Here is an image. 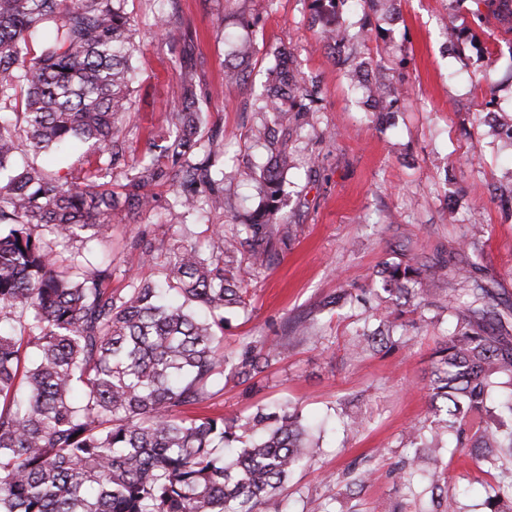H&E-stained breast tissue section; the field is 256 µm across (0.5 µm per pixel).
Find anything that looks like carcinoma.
Instances as JSON below:
<instances>
[{"label": "carcinoma", "instance_id": "cac0c4a2", "mask_svg": "<svg viewBox=\"0 0 512 512\" xmlns=\"http://www.w3.org/2000/svg\"><path fill=\"white\" fill-rule=\"evenodd\" d=\"M126 0H0V512H285L281 489L309 456L301 414L284 404L230 420L186 410L224 390V376L244 382L280 359L279 346L246 344L224 354V313L244 310L248 288L234 274L243 246L257 271L287 245L275 224L292 156L280 133L312 125L319 85L307 82L296 57L274 53L266 90L254 110L269 127L267 162L255 172L262 203L226 230L210 225L204 247L183 239L138 237L133 246L158 267L152 280L128 275L112 288V258L97 264L56 249L102 241L112 213L134 220L154 209L152 188L167 186L171 221L188 234L197 214L224 213V133L200 135L197 85L189 65L192 36L182 31L177 0H166L158 26L183 32L173 64L182 82L168 128L134 155V174L112 189V171L126 158L122 119L131 111L135 78L132 22ZM397 0H311L330 52L352 62L347 75L367 100L397 112L404 84L367 76L354 63L358 47L381 32ZM472 20L456 30L462 45L489 54L480 34L492 29L495 0H471ZM361 14L358 32L344 16ZM253 48L235 47L224 83L246 78ZM470 79L497 86L489 66ZM22 109V123L10 111ZM95 156L88 168L49 170L28 155L66 153L75 142ZM385 293L418 299L448 284L455 332L432 354L429 416L405 431L409 455L398 465L402 486L427 495L430 512H457L442 495L447 469L439 449L477 448L481 471L499 477L489 512H512V324L490 303L489 286L438 258L384 262ZM21 332H16V327ZM380 329L355 331L352 347L377 343Z\"/></svg>", "mask_w": 512, "mask_h": 512}]
</instances>
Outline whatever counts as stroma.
I'll return each mask as SVG.
<instances>
[{
    "label": "stroma",
    "mask_w": 512,
    "mask_h": 512,
    "mask_svg": "<svg viewBox=\"0 0 512 512\" xmlns=\"http://www.w3.org/2000/svg\"><path fill=\"white\" fill-rule=\"evenodd\" d=\"M163 7L162 0L126 2L138 72L128 125L139 151L165 128L181 79L171 62L173 40L161 36L156 25ZM180 7L183 26L194 38L191 65L202 88L204 127L223 129L226 155L238 165L266 156L251 104L263 90L268 50H291L306 75L321 82L316 126L300 131L290 145L295 166L284 210L288 247L260 273L247 255H239L236 273L249 288L250 305L224 330L225 353L247 343L277 342L281 359L255 389L229 381L196 412L230 418L287 400L317 422L321 437L283 490L288 512H427L426 504L407 502L395 468L407 453L406 427L428 414L431 352L453 333L454 324L433 325L417 312L401 315L385 302L382 315L401 316L406 326L402 343L388 352L356 355L349 344L369 313L362 299L375 286L379 263L414 257L428 264L451 254L458 266H467L471 256L460 252L458 243L474 219L484 226L478 276L496 302L512 307V210L492 194L493 186L508 181L512 150L492 144L489 118L481 110L484 91L464 79L479 69L480 60L446 50L445 27L468 19L470 0H399L386 39L367 43L366 57L403 74L410 88L407 110L392 119L366 112L360 93L311 26L308 0H180ZM227 29L255 47L250 76L238 85L224 82ZM487 45L499 81L496 96L508 120L512 34L495 28ZM474 153L484 160L478 172L465 164ZM224 194L231 206L223 215L193 218L197 241H205L210 224H232L259 202L252 180L225 181ZM140 235L169 245L178 227L161 210L135 222L113 214L99 247L113 260V287H125L131 271L155 276V267L131 246ZM300 320L312 324L309 336L290 335L289 326ZM344 402L368 419L359 434L336 427V409ZM441 460L448 465L447 489L459 512H484L494 479L479 470L472 450L451 449ZM363 467L372 470L371 481L353 485L354 470Z\"/></svg>",
    "instance_id": "1"
}]
</instances>
